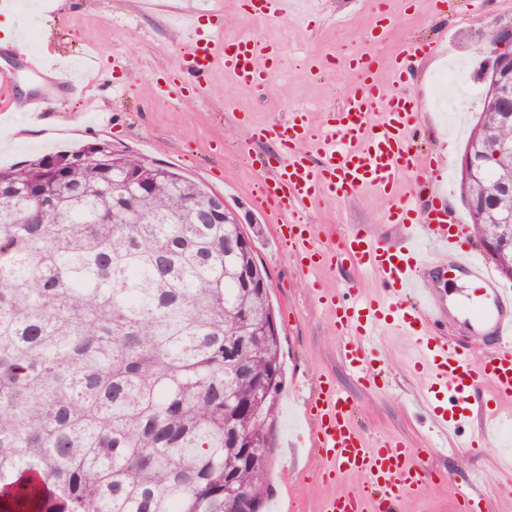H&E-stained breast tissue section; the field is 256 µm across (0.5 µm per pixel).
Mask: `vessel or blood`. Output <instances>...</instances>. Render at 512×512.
<instances>
[{
	"mask_svg": "<svg viewBox=\"0 0 512 512\" xmlns=\"http://www.w3.org/2000/svg\"><path fill=\"white\" fill-rule=\"evenodd\" d=\"M288 0H246L250 14L268 20L284 13ZM186 48L181 67L194 75V84L170 86L169 93H201L202 76L216 60L238 83L258 88L275 72L280 50L254 39L222 42L201 29L200 14L192 7L181 10ZM350 68L358 86L342 105L328 112L321 127H314L305 111H294L286 122L251 130L255 139H272L280 149L275 166L261 178L255 202L275 226L279 247L291 248L303 268H335L349 263L371 274L380 293L367 295L358 284L338 294H320L332 310L334 326L342 338L341 356L358 380L376 385L381 374L380 336L393 330L413 343V366L432 384L449 394L448 407L433 409L432 424L456 435V447H475L478 438L460 435L474 414L493 420L501 415L505 399L512 397V288L505 287L483 257L467 249L472 225L463 223L446 202L440 188L429 185V166L412 150L419 100L407 93H392L377 77L378 63L365 52L350 55ZM413 186L403 195L396 188L405 176ZM373 187L391 197L390 223L403 235L390 244L364 228L326 245L315 239L303 215L326 198H342ZM431 200L422 223L410 220L423 194ZM465 276L475 302L461 311L467 321L488 336L492 350L477 357L439 332L433 321L445 308L444 298L432 285V275ZM492 387L482 408L471 398L483 387ZM316 420L315 442L330 466L325 476L340 480L360 475L362 482L343 495L328 499L323 512H398L410 490L425 485L433 474L425 469L417 449L387 436L367 445L352 420V403L333 381L320 379L306 404Z\"/></svg>",
	"mask_w": 512,
	"mask_h": 512,
	"instance_id": "b4317fda",
	"label": "vessel or blood"
}]
</instances>
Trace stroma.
<instances>
[{
    "instance_id": "stroma-1",
    "label": "stroma",
    "mask_w": 512,
    "mask_h": 512,
    "mask_svg": "<svg viewBox=\"0 0 512 512\" xmlns=\"http://www.w3.org/2000/svg\"><path fill=\"white\" fill-rule=\"evenodd\" d=\"M56 13L25 0L11 11L16 35L26 41L28 54H0V69L15 79L6 97L10 119L21 136L0 147V167H22L92 144H111L114 152L132 154L145 162L167 166L208 187L240 217L254 239L271 283L276 323L282 340L283 382L279 400L275 451L269 491L262 512H322L324 501L358 486L360 476L327 482L328 467L312 444L313 423L305 413L319 377L331 379L354 404V421L366 440L389 435L422 449L425 466L439 478L411 491L402 512H461L458 490L471 477L482 479L483 512H512V478L500 475L494 458L512 446V425L501 435L483 440L479 448L449 452L438 439L417 396L430 383L411 369L409 339L385 336L383 383L370 390L361 385L340 355L341 339L332 315L316 297L358 281L365 293L380 291L379 282L342 266L303 274L298 257L277 248L274 228L254 201L261 178L260 161L277 157L274 141H251V128L287 120L292 110L307 111L321 125L328 110L354 90L358 76L347 66L355 52L372 53L380 65L382 84L395 92L414 94L421 103L414 148L418 157H432V178L448 194L462 220L470 212L461 195L460 159L481 108L484 85L478 68L482 59L474 35L487 18L512 19V0H312L309 14L284 12L255 20L242 0H221L210 12L209 0H196L204 14L205 31L224 40L254 38L280 47L276 73L262 87L239 85L223 66L212 71L202 94L170 99L165 91L180 77L184 37L170 20L169 0H57ZM391 19L384 38H372L378 12ZM440 42L438 52L417 55L404 81H396L391 66L395 54L408 45ZM64 59L78 83L63 86L31 68L46 53ZM466 68L473 89L459 112L439 111L434 104V78L444 68ZM34 96L48 109L29 119L24 106ZM389 199L373 188L315 205L304 220L323 242L339 241L363 226L389 242L399 241L401 229L387 221Z\"/></svg>"
}]
</instances>
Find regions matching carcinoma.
<instances>
[{
	"mask_svg": "<svg viewBox=\"0 0 512 512\" xmlns=\"http://www.w3.org/2000/svg\"><path fill=\"white\" fill-rule=\"evenodd\" d=\"M103 163L47 159L0 170V512H225L233 434L257 436L265 468L235 470L258 502L268 472L282 377L278 335L256 249L225 243L241 224H208V191L167 167L144 171L150 197L112 204V153ZM504 157L469 189L477 208L499 195ZM251 402L255 417L239 413Z\"/></svg>",
	"mask_w": 512,
	"mask_h": 512,
	"instance_id": "1",
	"label": "carcinoma"
}]
</instances>
